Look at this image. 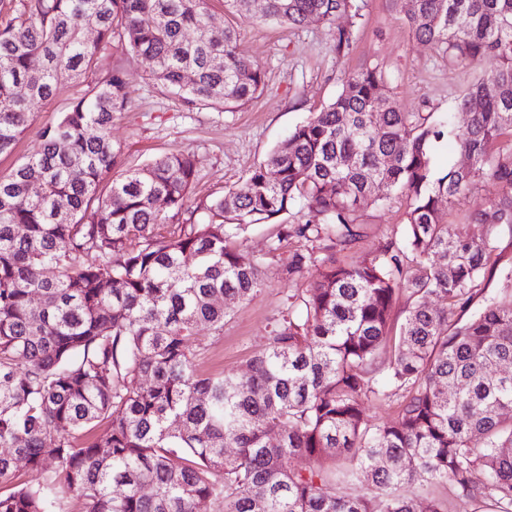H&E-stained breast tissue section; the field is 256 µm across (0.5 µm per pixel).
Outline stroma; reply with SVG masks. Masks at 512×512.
Masks as SVG:
<instances>
[{
  "instance_id": "35a3bbf8",
  "label": "stroma",
  "mask_w": 512,
  "mask_h": 512,
  "mask_svg": "<svg viewBox=\"0 0 512 512\" xmlns=\"http://www.w3.org/2000/svg\"><path fill=\"white\" fill-rule=\"evenodd\" d=\"M362 17L353 29L352 44L337 58L329 26L311 22L291 27L228 12L224 0H211L210 14L217 28L232 27L237 50L262 69L265 84L246 105L232 110L189 106L173 90L152 81L149 64L113 50L109 65L119 68L126 82L129 103L115 113L112 142L119 154L118 168L138 167L151 158L184 150L197 161L199 180L191 204L223 195L239 184L296 125L333 101L339 90V67L355 69L381 65L386 90L408 112L453 113L457 127L468 117L456 108L458 99L479 77V67L451 63L430 45L412 37L403 21L400 0H360ZM74 80L60 83L53 97L38 112L19 139L14 152L0 157V173L21 158L35 153L40 132L56 122L79 95ZM404 199L381 207L364 206L359 222L363 236L349 249H336L337 264L353 265L378 254L405 235ZM311 214L298 205L282 216L280 224L251 226L236 244L260 258L265 285L249 300L229 302L222 333L200 329L197 358L201 372L242 371L248 360L262 354L270 330L288 313L290 295L308 288L313 272L289 278L288 267L302 248L295 239H279L281 224H305Z\"/></svg>"
}]
</instances>
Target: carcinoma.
<instances>
[{"label": "carcinoma", "instance_id": "obj_1", "mask_svg": "<svg viewBox=\"0 0 512 512\" xmlns=\"http://www.w3.org/2000/svg\"><path fill=\"white\" fill-rule=\"evenodd\" d=\"M209 2L0 0V155L58 83L83 85L40 149L0 174V512H60L71 495L80 512H447L404 493L422 477L512 512V373L501 370L512 364V270L505 296L448 326V309L468 307L486 274L495 228L512 227V0H407L416 40L482 68L457 104L464 129L451 114L403 111L377 65L343 71L336 99L203 205L201 223L175 224L195 157L159 155L112 177V119L127 98L102 61L117 46L189 105L247 104L264 73L232 28L211 27ZM360 9L263 0L260 17L326 24L341 55ZM445 139L468 167H435ZM487 180L497 194L467 223H447L443 205ZM395 197L407 203L403 244L336 264L328 251L360 236V208ZM298 201L316 223L283 224L278 239L325 243L326 255L300 251L288 268L314 267L316 279L288 298L245 371L199 373L197 331L224 330L217 298L249 300L263 286L261 262L231 240ZM402 291L414 303L385 368L400 422L370 425L364 404L380 394L376 359ZM102 421L107 436L92 438ZM297 456L311 465L291 467ZM341 460L364 494L337 492ZM20 461L36 481L12 483Z\"/></svg>", "mask_w": 512, "mask_h": 512}]
</instances>
